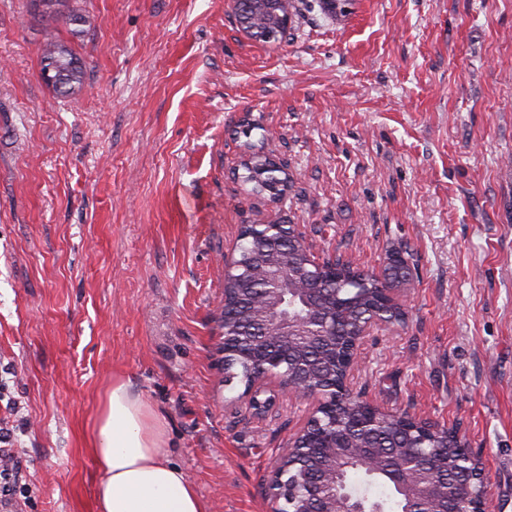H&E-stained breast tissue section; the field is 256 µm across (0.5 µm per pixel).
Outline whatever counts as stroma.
I'll return each instance as SVG.
<instances>
[{"mask_svg": "<svg viewBox=\"0 0 512 512\" xmlns=\"http://www.w3.org/2000/svg\"><path fill=\"white\" fill-rule=\"evenodd\" d=\"M0 0V419L23 512H96L87 447L113 379L159 416L209 512H269L270 471L311 401L265 388L254 415L219 350L224 261L277 215L317 258L383 274L407 254L400 324L364 337L360 399L457 427L488 512H512V0H352L301 10L285 41L232 0ZM55 27L75 96L41 79ZM287 161L273 204L244 143Z\"/></svg>", "mask_w": 512, "mask_h": 512, "instance_id": "obj_1", "label": "stroma"}]
</instances>
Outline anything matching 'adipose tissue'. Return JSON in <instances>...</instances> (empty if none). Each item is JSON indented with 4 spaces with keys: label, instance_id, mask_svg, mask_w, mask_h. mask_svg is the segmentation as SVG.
I'll use <instances>...</instances> for the list:
<instances>
[{
    "label": "adipose tissue",
    "instance_id": "1",
    "mask_svg": "<svg viewBox=\"0 0 512 512\" xmlns=\"http://www.w3.org/2000/svg\"><path fill=\"white\" fill-rule=\"evenodd\" d=\"M160 423L117 380L105 395L90 447L100 471L97 512H208L183 471L160 451Z\"/></svg>",
    "mask_w": 512,
    "mask_h": 512
}]
</instances>
